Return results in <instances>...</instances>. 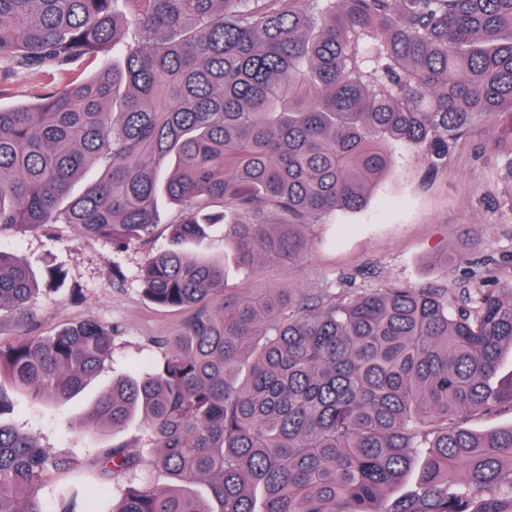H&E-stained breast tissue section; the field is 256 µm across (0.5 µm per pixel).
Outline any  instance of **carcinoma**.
<instances>
[{"label": "carcinoma", "instance_id": "obj_1", "mask_svg": "<svg viewBox=\"0 0 512 512\" xmlns=\"http://www.w3.org/2000/svg\"><path fill=\"white\" fill-rule=\"evenodd\" d=\"M0 71L46 80L0 105V234L71 224L119 249L165 224L143 292L191 310L80 423L150 436L146 454L100 449L121 495L95 507L74 455L4 417L20 394H79L115 330L0 345V512H512V424L464 426L512 411V278L461 301L408 285L228 298L224 261L195 250L220 224L240 267L294 261L302 225L366 206L393 146L436 170L476 118L512 176V0H0ZM36 291L0 249V321L27 326ZM145 461L170 482H135ZM416 467L412 496L385 504Z\"/></svg>", "mask_w": 512, "mask_h": 512}]
</instances>
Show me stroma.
<instances>
[{"mask_svg": "<svg viewBox=\"0 0 512 512\" xmlns=\"http://www.w3.org/2000/svg\"><path fill=\"white\" fill-rule=\"evenodd\" d=\"M492 134L485 120H474L447 166L434 174L416 154L398 152L393 172L373 191L364 211L304 227L307 247L297 261L242 269L227 251L220 226L201 250L223 259L229 295L286 289L305 298L395 284L448 288L457 294L472 287L477 268L491 281L512 276V198L507 195L512 176L487 147ZM167 241L162 225L119 251L68 224L45 234L17 229L0 236V248L37 275L51 267L63 271L34 295L35 318L28 327L0 322L1 344H12L24 333L47 336L89 317L115 330L111 364L82 395L44 408L23 400L12 416L39 432L46 447L77 453L82 494L90 501L106 491L96 473V449L118 444L137 448L147 436L135 424L94 437L79 428L80 418L114 378L158 362L166 351L163 339L179 333L188 315L184 309L157 306L142 294L143 265ZM459 250L469 251V263L438 264L439 256ZM77 288L84 294L79 302L71 299Z\"/></svg>", "mask_w": 512, "mask_h": 512, "instance_id": "35a3bbf8", "label": "stroma"}]
</instances>
